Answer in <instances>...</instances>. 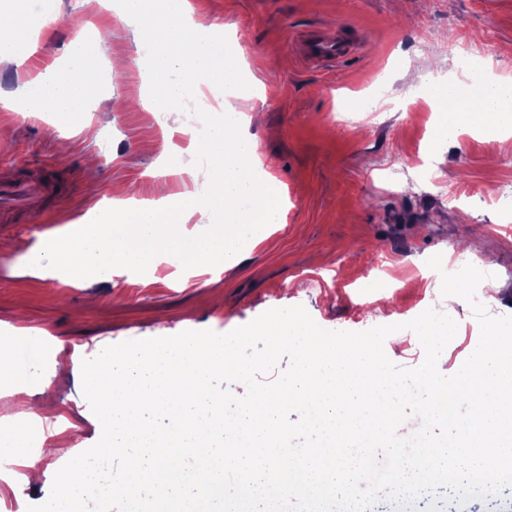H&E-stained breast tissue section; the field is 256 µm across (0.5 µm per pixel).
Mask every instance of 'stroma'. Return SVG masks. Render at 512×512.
Listing matches in <instances>:
<instances>
[{
	"mask_svg": "<svg viewBox=\"0 0 512 512\" xmlns=\"http://www.w3.org/2000/svg\"><path fill=\"white\" fill-rule=\"evenodd\" d=\"M110 2L62 0L57 23L40 30L24 65H0V90L9 92L22 75L66 65L64 48L78 33L121 44L126 55L123 68L100 65L99 94L85 107L93 137L0 107V178L47 165L71 186L67 198L40 199L15 223H0V338L37 329L48 350L29 368L52 379L45 392L18 400L20 416H62L65 436L85 451L101 425L80 372L54 374L57 357L80 362L110 345L186 330L224 334L297 305L332 331L379 326L375 308L385 305L399 329L384 350L405 367L424 359L406 322L431 307L450 312L458 328L440 362L456 373L480 334L470 328L466 301L431 288L427 260L436 254L490 260L500 276L476 296L489 312L512 313V210L493 200L512 183V149L466 133L436 141L435 114L419 93L425 78L415 68L417 57L431 55L441 73H467L479 51L498 74L512 76V0H191L193 19L222 30L225 50L241 58L224 99L264 117L244 133L260 171L281 187L284 223L270 226L267 239H241L240 261L210 274L200 290L180 287V268L160 260L80 282L21 274L22 244L63 233L91 202L111 201L113 185L156 197L169 187L168 166L196 159L187 140L169 133L184 124L183 114L149 111L141 90L146 51ZM311 37L351 51L309 62L299 46ZM64 464L46 460L38 483L19 492L10 486V465L0 466V512L45 502Z\"/></svg>",
	"mask_w": 512,
	"mask_h": 512,
	"instance_id": "35a3bbf8",
	"label": "stroma"
}]
</instances>
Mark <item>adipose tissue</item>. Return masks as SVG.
I'll use <instances>...</instances> for the list:
<instances>
[{
    "label": "adipose tissue",
    "instance_id": "adipose-tissue-1",
    "mask_svg": "<svg viewBox=\"0 0 512 512\" xmlns=\"http://www.w3.org/2000/svg\"><path fill=\"white\" fill-rule=\"evenodd\" d=\"M8 7L11 22L0 29V62L19 65L30 52L25 39L30 0H9ZM189 16L186 0H121L122 21L133 26L136 44L150 53L146 99L153 111H180L185 99L200 94L201 84L232 81L239 71L238 55L225 51L222 33L202 24L188 27ZM102 54L100 44L75 37L66 48V68L47 67L35 79L0 93V103L88 129L82 105L97 86ZM429 99L436 109L437 138L463 130L498 141L502 128H512L511 76L478 87L439 81L430 85ZM246 119L229 108L223 125L181 127L204 160L185 170L173 167L172 172H188L193 191L167 192L155 199L113 197L111 210L97 220L69 224L58 236L37 237L19 270L33 276L59 272L80 281L98 269H134L152 259L173 265L192 261L198 277L210 273L213 265H234L239 254L232 238L248 231L263 237L266 227L284 223L286 213L281 188L273 177L257 174L254 153L238 132ZM212 213L223 214L222 230L189 237L193 218ZM30 439L31 428L23 420L15 421L11 434L0 436V460L22 468L12 483L17 491L38 478L42 459L71 453L61 432L42 436L35 455L29 452Z\"/></svg>",
    "mask_w": 512,
    "mask_h": 512
}]
</instances>
